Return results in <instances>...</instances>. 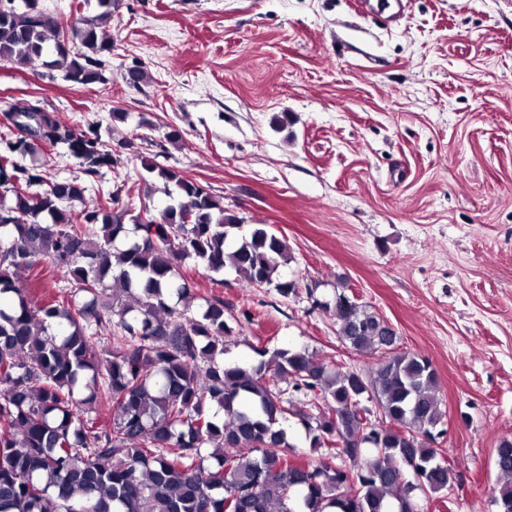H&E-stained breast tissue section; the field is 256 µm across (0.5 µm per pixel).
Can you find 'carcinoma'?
Returning <instances> with one entry per match:
<instances>
[{
  "label": "carcinoma",
  "instance_id": "carcinoma-1",
  "mask_svg": "<svg viewBox=\"0 0 512 512\" xmlns=\"http://www.w3.org/2000/svg\"><path fill=\"white\" fill-rule=\"evenodd\" d=\"M99 13L69 24L0 0V59L42 64L74 85L105 81L112 41ZM0 121V193L14 224H0V512H397L412 496L448 489L454 470L441 461L445 433L438 382L429 359L399 349L382 316L336 292L328 306L339 334L357 353L379 354L358 392L351 373L314 360L306 350H256L250 363L224 359L229 330L224 299L193 311L195 295L178 268L192 259L214 273L230 267L252 288L286 296L295 282L280 276L289 261L284 238L265 228L227 244L240 218L206 188L171 169L144 165L173 189L161 214L135 206L125 181L89 206L84 187L45 182L44 154L33 155ZM41 144L62 147L84 172L118 171L120 156L100 129L58 112L40 116ZM131 216L135 238L118 223ZM41 260L67 284L41 305L17 276ZM291 381L292 389L279 386ZM307 398L309 412L300 407ZM376 401L382 423L359 409ZM112 409L99 421L98 409ZM296 416L324 449L297 454L285 423ZM348 459L330 468L336 459ZM494 504L512 512V439L495 448Z\"/></svg>",
  "mask_w": 512,
  "mask_h": 512
}]
</instances>
